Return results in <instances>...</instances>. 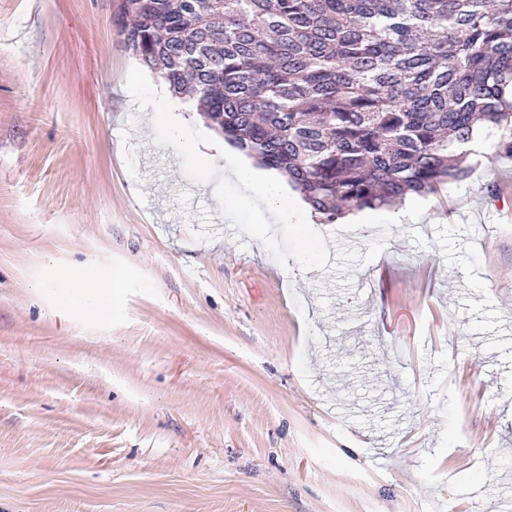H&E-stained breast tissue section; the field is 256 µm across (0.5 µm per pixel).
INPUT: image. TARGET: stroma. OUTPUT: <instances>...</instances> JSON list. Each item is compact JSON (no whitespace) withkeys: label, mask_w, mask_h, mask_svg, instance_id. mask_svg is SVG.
<instances>
[{"label":"stroma","mask_w":512,"mask_h":512,"mask_svg":"<svg viewBox=\"0 0 512 512\" xmlns=\"http://www.w3.org/2000/svg\"><path fill=\"white\" fill-rule=\"evenodd\" d=\"M119 5L0 0V512H512L495 135L406 223H244L149 123ZM56 280L62 288H111L110 282L103 281L92 272H84L79 279L70 269H60L56 274Z\"/></svg>","instance_id":"stroma-1"}]
</instances>
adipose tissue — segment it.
I'll list each match as a JSON object with an SVG mask.
<instances>
[{
  "instance_id": "obj_1",
  "label": "adipose tissue",
  "mask_w": 512,
  "mask_h": 512,
  "mask_svg": "<svg viewBox=\"0 0 512 512\" xmlns=\"http://www.w3.org/2000/svg\"><path fill=\"white\" fill-rule=\"evenodd\" d=\"M191 109V103L163 97L159 99L158 110L152 114L151 120L167 129L169 144L176 153L192 155L197 166L205 170L211 164V155L201 151L195 142L186 140L183 133L182 115ZM233 178L252 190L250 196L228 199L233 209L247 214L250 223L298 224L304 227L311 224V216L290 193L285 178L279 173L247 162L236 166Z\"/></svg>"
}]
</instances>
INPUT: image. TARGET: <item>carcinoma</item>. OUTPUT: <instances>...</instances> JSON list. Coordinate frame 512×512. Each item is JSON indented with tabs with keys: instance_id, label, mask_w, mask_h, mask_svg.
I'll list each match as a JSON object with an SVG mask.
<instances>
[{
	"instance_id": "cac0c4a2",
	"label": "carcinoma",
	"mask_w": 512,
	"mask_h": 512,
	"mask_svg": "<svg viewBox=\"0 0 512 512\" xmlns=\"http://www.w3.org/2000/svg\"><path fill=\"white\" fill-rule=\"evenodd\" d=\"M127 46L323 223L512 159V0H121Z\"/></svg>"
}]
</instances>
